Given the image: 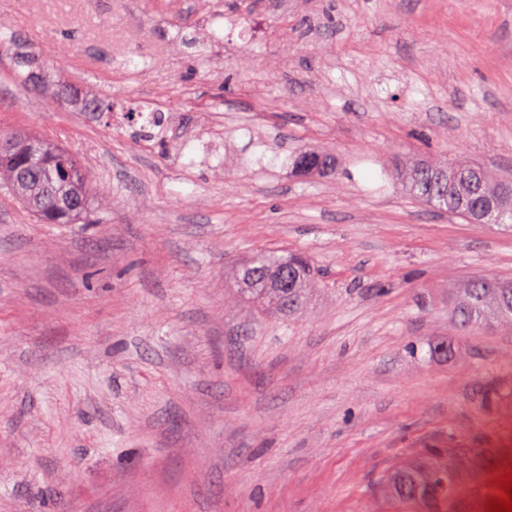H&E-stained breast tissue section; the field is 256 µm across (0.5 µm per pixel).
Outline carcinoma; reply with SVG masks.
<instances>
[{"label":"carcinoma","instance_id":"obj_1","mask_svg":"<svg viewBox=\"0 0 512 512\" xmlns=\"http://www.w3.org/2000/svg\"><path fill=\"white\" fill-rule=\"evenodd\" d=\"M83 110L102 112L107 104L97 98L71 94ZM14 153L27 160L32 174L18 181L10 169L0 166V187L6 190L28 213L47 224H78L84 221L91 196L89 176L80 162L54 142L39 136L19 133ZM484 170L477 164L422 165L406 177V187L414 199L469 222L478 221L470 202L476 192L492 195L497 186L486 176L483 186L475 184L470 173ZM68 198L83 200V206L71 209ZM493 224H512V197L496 202ZM287 268L292 288L272 287V277ZM250 273L249 282H240V293L260 314L292 317L306 304L314 285V269L309 261L295 253L278 254L263 248L253 251L242 264ZM451 316L463 329L488 323L512 325V283L481 280L458 290ZM498 453L494 448H450L448 456L438 453L400 466L385 479L394 512H413L424 506L431 512H485L490 497L500 495L492 485L501 474L494 470Z\"/></svg>","mask_w":512,"mask_h":512}]
</instances>
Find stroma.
<instances>
[{
	"mask_svg": "<svg viewBox=\"0 0 512 512\" xmlns=\"http://www.w3.org/2000/svg\"><path fill=\"white\" fill-rule=\"evenodd\" d=\"M137 102L175 113L161 140ZM0 130L96 186L90 224L0 189V512H392L383 476L429 451L512 462V329L449 313L512 281V227L399 180L512 182V0H0ZM309 149L333 168L296 173ZM258 246L311 258L297 315L247 313ZM471 170L485 173L486 180L480 192L492 196L499 183L477 164L417 166L407 174L406 187L411 197L420 202L466 221L477 222L470 202L480 187L472 181Z\"/></svg>",
	"mask_w": 512,
	"mask_h": 512,
	"instance_id": "35a3bbf8",
	"label": "stroma"
}]
</instances>
